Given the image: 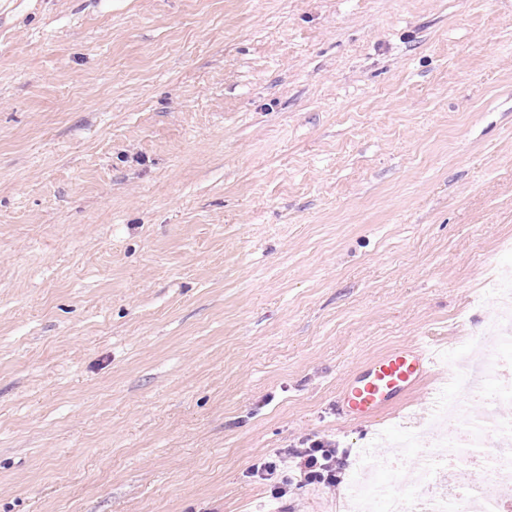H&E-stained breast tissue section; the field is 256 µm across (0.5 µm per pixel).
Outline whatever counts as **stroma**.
<instances>
[{"label": "stroma", "instance_id": "obj_1", "mask_svg": "<svg viewBox=\"0 0 512 512\" xmlns=\"http://www.w3.org/2000/svg\"><path fill=\"white\" fill-rule=\"evenodd\" d=\"M512 272V0H0V512H349ZM434 363L345 419L399 344ZM431 362L429 350L420 344L388 349L345 381L341 388L344 414L351 420L380 416L422 382ZM299 447L288 448L282 462L288 475L280 478L282 485L296 489L314 487L337 494L343 478L341 474L347 466L349 450L336 448V441L305 440ZM308 445V446H305Z\"/></svg>", "mask_w": 512, "mask_h": 512}]
</instances>
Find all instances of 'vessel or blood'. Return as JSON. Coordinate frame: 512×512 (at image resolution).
Instances as JSON below:
<instances>
[{
    "mask_svg": "<svg viewBox=\"0 0 512 512\" xmlns=\"http://www.w3.org/2000/svg\"><path fill=\"white\" fill-rule=\"evenodd\" d=\"M432 362L420 344L397 345L369 361L341 388V407L352 420L383 414L409 395L426 377Z\"/></svg>",
    "mask_w": 512,
    "mask_h": 512,
    "instance_id": "vessel-or-blood-1",
    "label": "vessel or blood"
}]
</instances>
